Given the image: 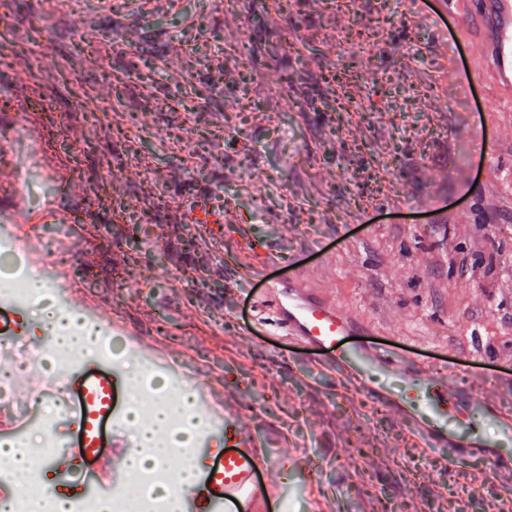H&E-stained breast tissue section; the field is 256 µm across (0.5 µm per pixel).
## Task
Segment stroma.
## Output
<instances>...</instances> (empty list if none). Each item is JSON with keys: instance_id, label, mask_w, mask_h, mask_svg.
<instances>
[{"instance_id": "stroma-1", "label": "stroma", "mask_w": 512, "mask_h": 512, "mask_svg": "<svg viewBox=\"0 0 512 512\" xmlns=\"http://www.w3.org/2000/svg\"><path fill=\"white\" fill-rule=\"evenodd\" d=\"M128 2L54 13L47 0H0V15L37 35L8 49L0 98H38L67 131L57 164H79L82 192L35 188L81 211L66 262L76 306L96 302L163 344L194 392L221 383L271 459L320 462L324 512H489L494 459L449 463L390 402L309 362L268 299L299 278L369 324L381 349L459 367L462 394L479 376L512 379V87L494 75L495 25L467 23L493 16V0H290L262 31L251 24L268 0L233 13L216 0ZM351 60L360 97L329 107L324 78ZM94 193L119 214L89 205ZM203 199L243 225L186 223ZM248 237L273 252L259 278ZM475 343L490 356L462 367ZM106 355L120 402L130 365L172 379L121 336L82 360ZM443 425L512 457L480 407Z\"/></svg>"}]
</instances>
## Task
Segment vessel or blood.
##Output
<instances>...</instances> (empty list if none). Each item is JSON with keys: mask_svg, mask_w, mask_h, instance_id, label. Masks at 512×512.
Masks as SVG:
<instances>
[{"mask_svg": "<svg viewBox=\"0 0 512 512\" xmlns=\"http://www.w3.org/2000/svg\"><path fill=\"white\" fill-rule=\"evenodd\" d=\"M501 2L506 15L496 21V74L500 81L512 85V0ZM229 220V212L206 203L188 218L192 224H221ZM25 221L36 230L46 224L72 223L73 214L55 209L32 211ZM271 305L277 326L318 350L317 365L335 369L354 388H361L376 367L392 368L403 361L398 353L355 343L354 338L363 333V326L299 284L291 282L274 289ZM64 397L65 419L57 428L63 449L46 458L44 466L55 472L57 485L66 490L68 501L111 495L121 488L124 471L118 432L103 428L106 421L117 422L122 417L114 399L112 378L78 364L67 377ZM199 404L223 429L224 453L212 465L198 471L185 499L186 512H284L286 499L280 480L288 475L286 466L273 464L255 430L242 423L235 409L216 401L208 391L200 397ZM417 408L428 420L423 430L430 437L437 434L435 420L450 412L465 413L464 398L448 388L446 366H434L409 379L402 393L400 412L410 414ZM31 415V410L18 413L12 405H1L0 428L22 430ZM296 468L308 486L309 512H321L322 505L315 497L321 480L318 461L303 456L297 460Z\"/></svg>", "mask_w": 512, "mask_h": 512, "instance_id": "b4317fda", "label": "vessel or blood"}]
</instances>
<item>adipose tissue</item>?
<instances>
[{
  "mask_svg": "<svg viewBox=\"0 0 512 512\" xmlns=\"http://www.w3.org/2000/svg\"><path fill=\"white\" fill-rule=\"evenodd\" d=\"M30 288L35 300L43 304L46 296L45 284L34 279L30 282ZM39 318L54 332L57 342L69 349L88 350L97 340L95 328L82 322L76 311H59L43 304ZM192 406V395L186 391L174 405L165 407L150 419L136 424V438L140 448L127 454L126 468L134 473L144 469L149 461L168 459L171 454L170 447L176 442L175 437L169 433V422L173 416L179 415L186 423H193Z\"/></svg>",
  "mask_w": 512,
  "mask_h": 512,
  "instance_id": "ef3b65f1",
  "label": "adipose tissue"
}]
</instances>
